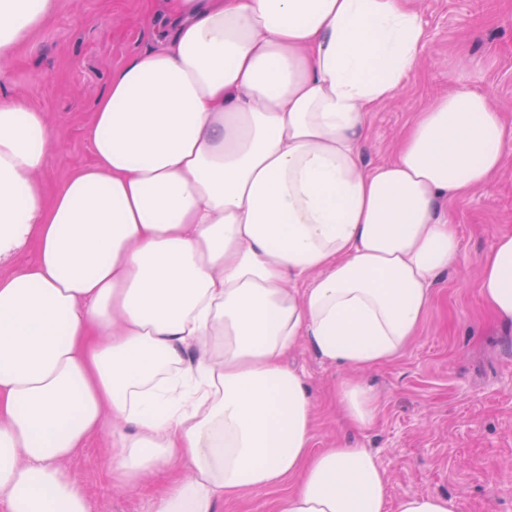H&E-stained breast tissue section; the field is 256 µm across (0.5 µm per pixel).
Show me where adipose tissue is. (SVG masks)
Instances as JSON below:
<instances>
[{"instance_id":"obj_1","label":"adipose tissue","mask_w":512,"mask_h":512,"mask_svg":"<svg viewBox=\"0 0 512 512\" xmlns=\"http://www.w3.org/2000/svg\"><path fill=\"white\" fill-rule=\"evenodd\" d=\"M55 10L0 0V81ZM426 40L411 0H167L158 48L95 105L92 161L50 193L47 114L0 95V512H95L68 463L107 415L126 426L113 483L188 469L155 512H218L289 478L279 512H457L435 492L389 502L370 449L312 451L309 389L284 363L303 339L362 371L397 357L461 260L440 201L512 152L488 93L463 86L364 165L370 114ZM478 290L512 323L511 233ZM336 396L372 424L362 380Z\"/></svg>"}]
</instances>
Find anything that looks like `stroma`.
Listing matches in <instances>:
<instances>
[{
	"mask_svg": "<svg viewBox=\"0 0 512 512\" xmlns=\"http://www.w3.org/2000/svg\"><path fill=\"white\" fill-rule=\"evenodd\" d=\"M428 29L416 71L396 97L371 114L364 160L393 159L400 138L435 96L459 85L488 92L512 127V0H414ZM164 0H57L49 25L14 57L0 93L46 112L53 150L44 180L55 188L91 161L85 137L113 69L152 47L153 16ZM462 248L459 267L437 276L427 318L407 349L362 373L378 397L374 424L348 426L336 383L348 368L324 362L306 342L289 353L314 405L312 448L347 443L371 449L382 464L390 500L409 492L448 496L460 512H512V326L482 303L481 257L496 235L512 233V154L484 188L445 203ZM117 424L105 418L69 469L96 512H154L166 482L144 476L135 488L113 484L106 468ZM294 480L225 501L221 512H278Z\"/></svg>",
	"mask_w": 512,
	"mask_h": 512,
	"instance_id": "1",
	"label": "stroma"
}]
</instances>
